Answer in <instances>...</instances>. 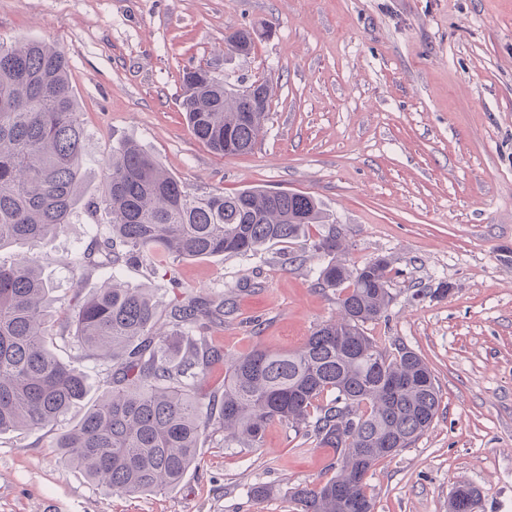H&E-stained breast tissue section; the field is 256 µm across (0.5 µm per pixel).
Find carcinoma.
<instances>
[{
  "mask_svg": "<svg viewBox=\"0 0 512 512\" xmlns=\"http://www.w3.org/2000/svg\"><path fill=\"white\" fill-rule=\"evenodd\" d=\"M225 43L246 56L253 32L234 30ZM180 80L199 141L224 156L255 147L270 111L267 81H260L264 105L247 116L240 92L210 67L185 69ZM85 139L65 54L42 40L0 38V248L42 243L71 223ZM100 205L109 216L101 265L161 257L171 275L178 260L246 255L326 223L318 200L304 193H195L133 141L112 147ZM314 248L328 257L319 280L338 291V318L296 351L238 356L190 331L202 320L224 322L222 302L189 297L162 315L150 288L114 285L86 298L78 288L56 318L40 257L0 266V434L59 425L53 447L61 460L111 495H137L179 485L214 434L259 448L277 422L337 453L335 476L292 492L300 512H372L369 473L430 427L439 391L416 352H391L364 333L391 302L388 258L349 267L333 223ZM53 326L60 337L73 332L80 357L110 370L105 391L74 424L67 417L85 400L87 377L54 353ZM218 363L221 402L205 404L197 385Z\"/></svg>",
  "mask_w": 512,
  "mask_h": 512,
  "instance_id": "obj_1",
  "label": "carcinoma"
}]
</instances>
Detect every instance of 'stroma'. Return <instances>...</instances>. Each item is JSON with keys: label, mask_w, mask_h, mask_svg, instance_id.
<instances>
[{"label": "stroma", "mask_w": 512, "mask_h": 512, "mask_svg": "<svg viewBox=\"0 0 512 512\" xmlns=\"http://www.w3.org/2000/svg\"><path fill=\"white\" fill-rule=\"evenodd\" d=\"M258 30L254 51L224 38ZM0 38L42 39L69 61L94 196L113 145L132 140L195 192L251 187L314 196L348 264L385 256L387 349L428 363L440 408L412 447L379 461L373 512H448L458 483L478 512H512V0H0ZM213 66L235 87L267 79L269 119L254 149L220 156L182 112L183 69ZM324 226L246 256L181 260L169 283L148 265L87 266L107 225L79 209L47 242L0 249V265L43 256L55 308L74 288L148 286L161 304L223 302L198 324L225 353L300 348L339 314L313 245ZM447 294H438L441 285ZM57 427L0 434V512H297L296 486L336 473L333 449L270 425L261 447L209 438L179 487L106 496L52 444ZM273 488L254 500L252 485Z\"/></svg>", "instance_id": "stroma-1"}]
</instances>
